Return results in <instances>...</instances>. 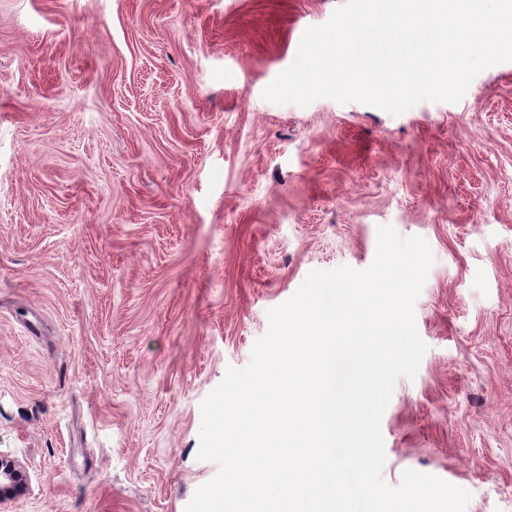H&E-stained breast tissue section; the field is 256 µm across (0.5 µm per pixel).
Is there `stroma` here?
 Segmentation results:
<instances>
[{"mask_svg":"<svg viewBox=\"0 0 512 512\" xmlns=\"http://www.w3.org/2000/svg\"><path fill=\"white\" fill-rule=\"evenodd\" d=\"M342 0H0V512H185L200 406L312 270L427 240L383 478L512 512V62L400 115L265 100ZM23 470L16 461L0 456V504L12 499L22 484Z\"/></svg>","mask_w":512,"mask_h":512,"instance_id":"obj_1","label":"stroma"}]
</instances>
